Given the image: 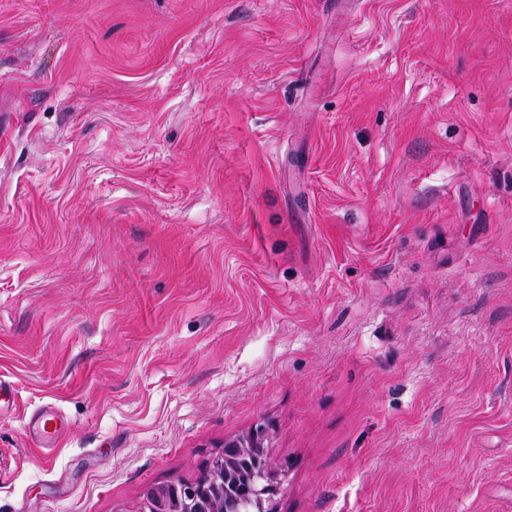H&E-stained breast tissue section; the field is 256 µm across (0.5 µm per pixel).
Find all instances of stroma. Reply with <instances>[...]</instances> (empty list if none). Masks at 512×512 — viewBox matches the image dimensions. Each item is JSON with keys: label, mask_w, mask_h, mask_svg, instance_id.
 <instances>
[{"label": "stroma", "mask_w": 512, "mask_h": 512, "mask_svg": "<svg viewBox=\"0 0 512 512\" xmlns=\"http://www.w3.org/2000/svg\"><path fill=\"white\" fill-rule=\"evenodd\" d=\"M0 377V512H512V0H0ZM67 423L55 412L45 411L35 417L33 433L40 444L46 448L52 446L66 431ZM269 428L260 425L246 433L226 438L224 452L208 464L204 477L196 484L164 483L147 487L141 501L142 510L149 512H186L187 502L204 503V512H253L243 510L253 498L263 505L277 493L276 470L267 455H254L255 448H267ZM251 461V462H250ZM229 486H242L243 498H228ZM265 497V498H264Z\"/></svg>", "instance_id": "35a3bbf8"}]
</instances>
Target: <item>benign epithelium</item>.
<instances>
[{
    "label": "benign epithelium",
    "instance_id": "benign-epithelium-1",
    "mask_svg": "<svg viewBox=\"0 0 512 512\" xmlns=\"http://www.w3.org/2000/svg\"><path fill=\"white\" fill-rule=\"evenodd\" d=\"M269 438V428L260 425L224 439V452L211 460L198 483L150 486L143 492L140 512H185L187 502L198 499L205 512H245L254 499L271 501L277 493L276 470L266 454L254 455V449L267 447ZM230 486L244 487L246 496H225Z\"/></svg>",
    "mask_w": 512,
    "mask_h": 512
}]
</instances>
